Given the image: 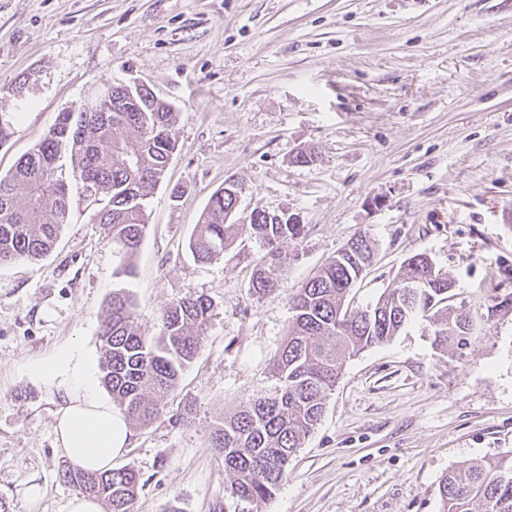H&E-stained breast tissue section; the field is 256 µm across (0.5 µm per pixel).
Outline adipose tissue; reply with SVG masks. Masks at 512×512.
Segmentation results:
<instances>
[{
	"mask_svg": "<svg viewBox=\"0 0 512 512\" xmlns=\"http://www.w3.org/2000/svg\"><path fill=\"white\" fill-rule=\"evenodd\" d=\"M29 372L59 396L55 437L63 455L85 471L111 469L125 453L131 430L101 386L96 359L80 346L67 345L30 365Z\"/></svg>",
	"mask_w": 512,
	"mask_h": 512,
	"instance_id": "1",
	"label": "adipose tissue"
}]
</instances>
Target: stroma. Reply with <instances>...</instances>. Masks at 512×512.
<instances>
[{"instance_id":"1","label":"stroma","mask_w":512,"mask_h":512,"mask_svg":"<svg viewBox=\"0 0 512 512\" xmlns=\"http://www.w3.org/2000/svg\"><path fill=\"white\" fill-rule=\"evenodd\" d=\"M121 81L175 107L176 150L148 200L133 277L116 275L120 258L81 200L47 257L0 266L9 512H68L58 399L27 368L73 343L100 356L120 289L148 336L173 300L212 303L163 415L114 462L140 475L134 512H442L448 470L512 452V0H0V113L14 126L0 174L59 112ZM306 147L315 161L294 164ZM228 179L246 187L233 223L266 210L304 226L262 297L249 282L265 247L249 232L208 263L186 250ZM358 235L376 260L353 307L374 304L425 253L478 332L440 347L417 321L346 357L274 496L239 499L213 430L274 392L292 295Z\"/></svg>"}]
</instances>
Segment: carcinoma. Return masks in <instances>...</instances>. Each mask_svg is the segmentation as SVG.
Masks as SVG:
<instances>
[{
    "label": "carcinoma",
    "mask_w": 512,
    "mask_h": 512,
    "mask_svg": "<svg viewBox=\"0 0 512 512\" xmlns=\"http://www.w3.org/2000/svg\"><path fill=\"white\" fill-rule=\"evenodd\" d=\"M112 99L113 108L105 112H60L31 151L0 176V265L51 253L69 223L73 194L90 187L99 201L92 222L120 256L116 274H134L148 227L146 200L174 153L178 112L145 85L114 84ZM233 207H238L233 186L215 190L187 248L194 260L210 262L224 256L238 231L249 230L266 245L250 288L270 294L304 225L263 210L252 211L245 225L228 224L225 217ZM353 242L355 248L336 254L293 294L292 322L271 368L275 393L253 399L213 432V448L233 475L232 490L240 498L273 496L292 456L319 424L346 355L390 341L417 319L427 323L438 346L464 345L472 335L467 317L448 307L453 282L425 253L408 259L395 287L375 305L350 306L348 285L374 257L365 237ZM211 307L201 295L176 299L161 313L159 334L146 336L133 296L112 293L99 331L102 382L130 424L147 427L159 418L162 400L198 354ZM60 477L81 494L106 502L109 512H132L140 487L132 468L89 472L68 466ZM439 495L442 512H512V455L451 469L440 480Z\"/></svg>",
    "instance_id": "obj_1"
}]
</instances>
